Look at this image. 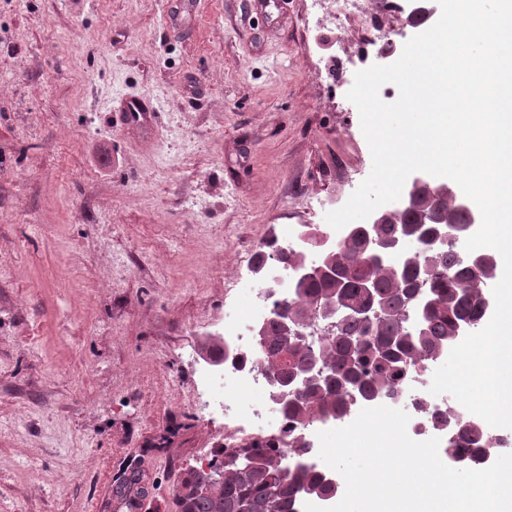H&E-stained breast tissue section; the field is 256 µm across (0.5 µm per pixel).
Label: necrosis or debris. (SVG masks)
<instances>
[{
    "instance_id": "necrosis-or-debris-1",
    "label": "necrosis or debris",
    "mask_w": 512,
    "mask_h": 512,
    "mask_svg": "<svg viewBox=\"0 0 512 512\" xmlns=\"http://www.w3.org/2000/svg\"><path fill=\"white\" fill-rule=\"evenodd\" d=\"M234 288L235 303L224 312L219 322L221 335L231 348L225 352L223 359H206L197 370L198 382L202 387V407L227 420L230 432L224 438L225 449H237L243 442L258 439L277 442L297 433L303 438L305 449L300 455L291 457V464H319L318 432L350 424L365 404L359 400L353 401L340 417L317 419L301 429H294L276 407L266 382L267 372L259 346L250 334L251 326L264 319L275 300L293 296L292 284L286 281L272 290L260 283L238 281ZM444 361V356H437L426 370L410 375L402 382L403 391L409 392L421 403L420 408L408 411L409 437L416 441L439 438V456L443 459L448 456L447 448L455 437V431L436 426L433 412L463 418L468 415L466 408L454 404L451 395H435L430 391L434 372Z\"/></svg>"
}]
</instances>
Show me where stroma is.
<instances>
[{
    "label": "stroma",
    "instance_id": "35a3bbf8",
    "mask_svg": "<svg viewBox=\"0 0 512 512\" xmlns=\"http://www.w3.org/2000/svg\"><path fill=\"white\" fill-rule=\"evenodd\" d=\"M0 0V512H178L220 457L189 351L256 239L372 169L346 94L378 63L310 0ZM159 113L152 148L111 114ZM223 247H214L216 238Z\"/></svg>",
    "mask_w": 512,
    "mask_h": 512
}]
</instances>
